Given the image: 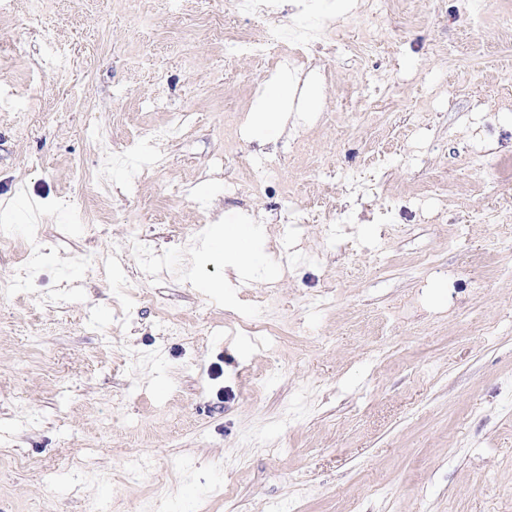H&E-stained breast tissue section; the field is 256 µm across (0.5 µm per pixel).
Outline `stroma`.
Listing matches in <instances>:
<instances>
[{
	"label": "stroma",
	"instance_id": "35a3bbf8",
	"mask_svg": "<svg viewBox=\"0 0 512 512\" xmlns=\"http://www.w3.org/2000/svg\"><path fill=\"white\" fill-rule=\"evenodd\" d=\"M509 20L407 0L363 54L336 0L0 10V512H512ZM272 24L318 41L238 49ZM288 73L318 110L253 134ZM247 217L225 298L197 251Z\"/></svg>",
	"mask_w": 512,
	"mask_h": 512
}]
</instances>
